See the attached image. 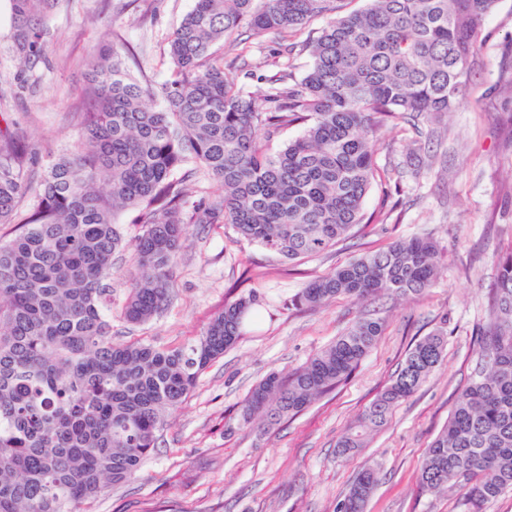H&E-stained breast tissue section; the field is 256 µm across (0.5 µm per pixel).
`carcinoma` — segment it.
Returning <instances> with one entry per match:
<instances>
[{
    "label": "carcinoma",
    "mask_w": 512,
    "mask_h": 512,
    "mask_svg": "<svg viewBox=\"0 0 512 512\" xmlns=\"http://www.w3.org/2000/svg\"><path fill=\"white\" fill-rule=\"evenodd\" d=\"M194 0L169 37L171 74L143 83L107 44L92 63L77 148L37 178L17 133L0 132V512H70L108 484L130 481L157 447L169 414L201 373L241 336L255 298L224 304L187 345L112 342L103 308L112 257L123 238L113 222L136 210L121 318L149 322L168 305L192 224H230L281 258L320 254L363 222L378 175L374 138L402 121L435 136V121L459 106L476 34L497 0ZM48 0H12L16 75L27 84L46 61ZM316 37L295 41L314 18ZM274 33L284 58L255 96L241 84L248 62L214 56L215 44ZM312 62L295 77L296 50ZM303 126L276 153L285 126ZM203 174L223 189L189 203ZM441 249L430 236L400 240L308 282L293 306L316 310L344 296L420 297L436 284ZM488 319L476 336L481 365L423 458L418 481L432 495L462 491L464 512H487L512 491V247L493 255ZM384 322L357 316L336 341L283 375L271 372L245 399L244 421L272 428L333 391L357 370ZM444 333L410 345L386 388L336 443V455L366 447L393 409L439 365ZM379 481L361 470L336 512H363Z\"/></svg>",
    "instance_id": "carcinoma-1"
}]
</instances>
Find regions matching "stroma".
<instances>
[{"instance_id": "35a3bbf8", "label": "stroma", "mask_w": 512, "mask_h": 512, "mask_svg": "<svg viewBox=\"0 0 512 512\" xmlns=\"http://www.w3.org/2000/svg\"><path fill=\"white\" fill-rule=\"evenodd\" d=\"M193 0H53L45 14L47 63L35 86L19 87L12 53L9 0H0V129L18 123L37 169L75 149L87 65L120 37L126 65L159 83L170 68L167 39ZM273 34L249 39L248 91L265 89L280 59ZM445 136L411 150L412 130L381 128L375 158L381 173L363 203L374 224L346 241L284 262L243 239L228 224H194L181 250L172 298L160 316L131 325L119 316L129 253L112 261V340L176 346L193 342L233 297L255 302L232 349L201 375L169 417L157 447L134 478L106 487L90 512H336L366 465L380 481L364 512H462L459 493H420L426 449L448 420L482 361L476 328L489 314L492 256L512 245V0H497L478 36L464 103L441 120ZM444 252L437 283L423 297L377 302L384 331L358 369L335 391L263 432L243 421V402L270 371L303 364L352 324L357 304L338 298L301 311L293 296L350 259L417 236ZM444 331L442 360L418 392L394 408L368 446L347 459L336 442L389 383L410 344Z\"/></svg>"}]
</instances>
